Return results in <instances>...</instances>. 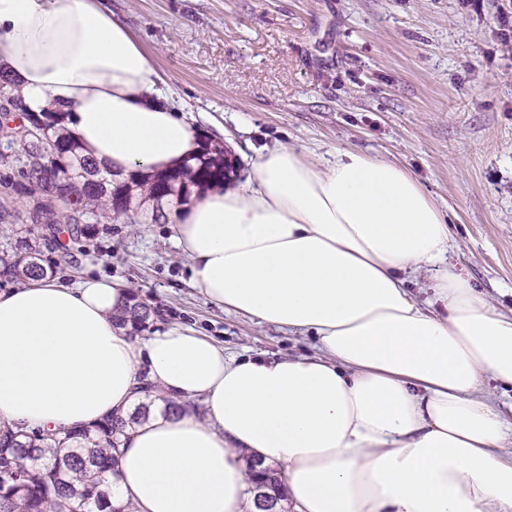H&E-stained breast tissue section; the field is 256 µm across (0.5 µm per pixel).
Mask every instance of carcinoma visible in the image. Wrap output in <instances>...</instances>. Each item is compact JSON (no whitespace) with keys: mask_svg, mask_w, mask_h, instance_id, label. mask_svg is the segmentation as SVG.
Returning a JSON list of instances; mask_svg holds the SVG:
<instances>
[{"mask_svg":"<svg viewBox=\"0 0 512 512\" xmlns=\"http://www.w3.org/2000/svg\"><path fill=\"white\" fill-rule=\"evenodd\" d=\"M1 94L20 110L22 123L12 129V138L0 151V166L7 168L0 174V186L37 197V205L46 210L51 227L50 234L36 235L37 225L21 224L24 234L0 249L3 277L21 280L54 271L53 264H44V250L59 248L58 235L65 232L77 239L91 238L94 225L129 216L134 191L151 201L167 189L180 204L189 197V193H181L182 187L229 178L230 164L224 152L208 149L195 165L164 180L154 176L141 181L132 175L131 182L114 185L98 178L96 164L81 155L74 136L58 120L44 133L55 142V150L36 151L29 128L31 114L23 110L20 95L0 84ZM132 301L117 321L142 332L151 307L135 292ZM149 410L150 404L141 403L125 417L113 416L81 430H67L62 439L39 429L19 436L0 428V512H46L49 506L52 512H125L112 504L105 483L118 477L121 437L144 420ZM70 442L75 446L62 452ZM248 468L260 475L255 482L257 496L271 501L275 512H282L285 496L279 474L253 460Z\"/></svg>","mask_w":512,"mask_h":512,"instance_id":"cac0c4a2","label":"carcinoma"}]
</instances>
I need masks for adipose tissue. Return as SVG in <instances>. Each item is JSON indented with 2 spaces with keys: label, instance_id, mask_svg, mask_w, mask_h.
<instances>
[{
  "label": "adipose tissue",
  "instance_id": "ef3b65f1",
  "mask_svg": "<svg viewBox=\"0 0 512 512\" xmlns=\"http://www.w3.org/2000/svg\"><path fill=\"white\" fill-rule=\"evenodd\" d=\"M0 72L27 112L66 111L112 173H167L200 151L103 0H0ZM449 237L398 164L262 147L246 184L201 192L171 238L192 288L313 336L317 354L236 357L181 327L134 335L116 322L127 284L33 277L0 292V424L78 430L150 400L110 487L133 512H257L246 454L279 468L295 512H512V430L482 394L512 389V313L449 267ZM421 271L423 304L408 288Z\"/></svg>",
  "mask_w": 512,
  "mask_h": 512
}]
</instances>
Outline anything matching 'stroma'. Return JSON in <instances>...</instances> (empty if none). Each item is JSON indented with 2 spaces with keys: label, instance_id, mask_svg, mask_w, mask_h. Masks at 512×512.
<instances>
[{
  "label": "stroma",
  "instance_id": "35a3bbf8",
  "mask_svg": "<svg viewBox=\"0 0 512 512\" xmlns=\"http://www.w3.org/2000/svg\"><path fill=\"white\" fill-rule=\"evenodd\" d=\"M504 0H106L202 135L228 141L236 180L254 149L393 159L451 220L448 264L512 310V42ZM99 225L55 275L119 279L149 304L150 329L189 327L236 356L306 355L311 336L225 311L188 283L154 221Z\"/></svg>",
  "mask_w": 512,
  "mask_h": 512
}]
</instances>
